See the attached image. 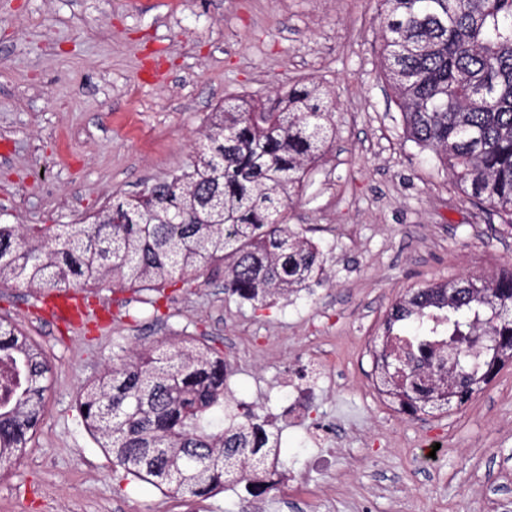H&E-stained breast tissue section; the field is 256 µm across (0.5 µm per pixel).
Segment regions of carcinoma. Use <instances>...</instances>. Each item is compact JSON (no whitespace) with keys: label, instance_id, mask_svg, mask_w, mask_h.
I'll list each match as a JSON object with an SVG mask.
<instances>
[{"label":"carcinoma","instance_id":"carcinoma-1","mask_svg":"<svg viewBox=\"0 0 512 512\" xmlns=\"http://www.w3.org/2000/svg\"><path fill=\"white\" fill-rule=\"evenodd\" d=\"M382 66L411 141L450 168L469 198L512 218V0H382ZM333 91L293 85L266 100L240 95L206 118L180 173L112 198L83 224H0V283L35 293L77 285L159 292L201 270L263 308L322 272L323 254L286 213L330 147ZM468 291L448 298L451 287ZM512 271L431 284L396 302L383 332L381 378L411 416L464 404L512 356ZM403 322L411 336L398 334ZM444 336L439 370L419 369ZM0 473L40 423L51 363L0 319ZM228 367L194 338L136 346L81 387L78 410L117 481L145 482L191 503L228 485L261 496L255 474L277 454L252 408L224 415ZM197 451L202 461L190 460Z\"/></svg>","mask_w":512,"mask_h":512}]
</instances>
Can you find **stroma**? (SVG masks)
<instances>
[{
	"mask_svg": "<svg viewBox=\"0 0 512 512\" xmlns=\"http://www.w3.org/2000/svg\"><path fill=\"white\" fill-rule=\"evenodd\" d=\"M381 0H0V224H71L182 169L208 112L314 80L336 138L288 210L325 255L321 279L253 308L202 272L164 292L84 289L68 326L50 299L0 283V318L54 363L42 422L0 476V512H183L150 484L116 486L76 410L81 386L134 341L193 336L231 368L232 401L279 431L281 478L258 512H512V359L462 406L416 417L371 391L392 305L433 283L512 271V225L408 140L381 67ZM320 354L338 374L317 416L350 435L312 466L277 420L280 378ZM442 446L420 468L422 443ZM309 473V484L288 473Z\"/></svg>",
	"mask_w": 512,
	"mask_h": 512,
	"instance_id": "obj_1",
	"label": "stroma"
}]
</instances>
